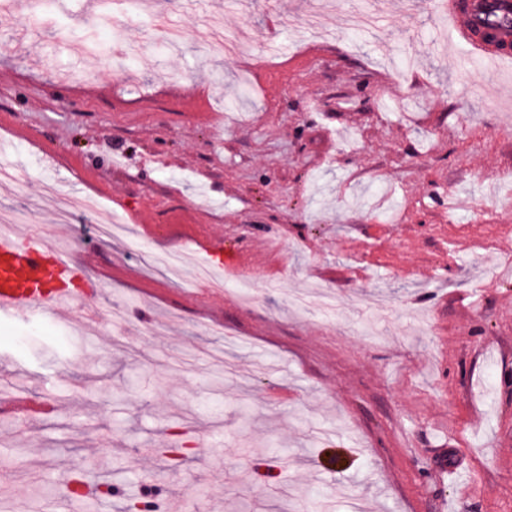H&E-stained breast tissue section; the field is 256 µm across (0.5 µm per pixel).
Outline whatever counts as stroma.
Instances as JSON below:
<instances>
[{"mask_svg": "<svg viewBox=\"0 0 512 512\" xmlns=\"http://www.w3.org/2000/svg\"><path fill=\"white\" fill-rule=\"evenodd\" d=\"M3 10L0 153L18 178L0 216L96 260L69 318L0 316V398L52 406L0 413V512H76L104 484L127 512L186 481L193 512H512L504 70L449 48L429 0ZM48 181L98 214L56 232ZM115 216L129 234L100 239ZM211 246L249 253L253 302L226 268L195 281ZM295 293L331 295L338 319L291 310Z\"/></svg>", "mask_w": 512, "mask_h": 512, "instance_id": "stroma-1", "label": "stroma"}]
</instances>
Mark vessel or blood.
I'll list each match as a JSON object with an SVG mask.
<instances>
[{
	"label": "vessel or blood",
	"mask_w": 512,
	"mask_h": 512,
	"mask_svg": "<svg viewBox=\"0 0 512 512\" xmlns=\"http://www.w3.org/2000/svg\"><path fill=\"white\" fill-rule=\"evenodd\" d=\"M453 43L476 58L512 68V0H439ZM89 256L49 247L38 231L0 229V313L26 315L70 307L71 285L85 278Z\"/></svg>",
	"instance_id": "vessel-or-blood-1"
}]
</instances>
